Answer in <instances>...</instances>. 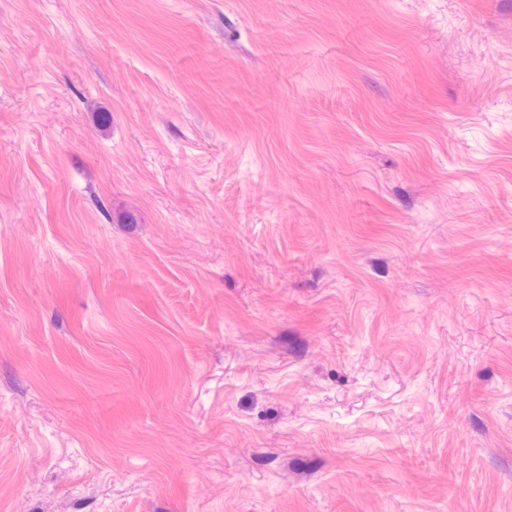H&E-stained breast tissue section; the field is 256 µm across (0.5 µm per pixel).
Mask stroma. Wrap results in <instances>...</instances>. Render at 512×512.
<instances>
[{"instance_id": "stroma-1", "label": "stroma", "mask_w": 512, "mask_h": 512, "mask_svg": "<svg viewBox=\"0 0 512 512\" xmlns=\"http://www.w3.org/2000/svg\"><path fill=\"white\" fill-rule=\"evenodd\" d=\"M0 512H512V0H0Z\"/></svg>"}]
</instances>
